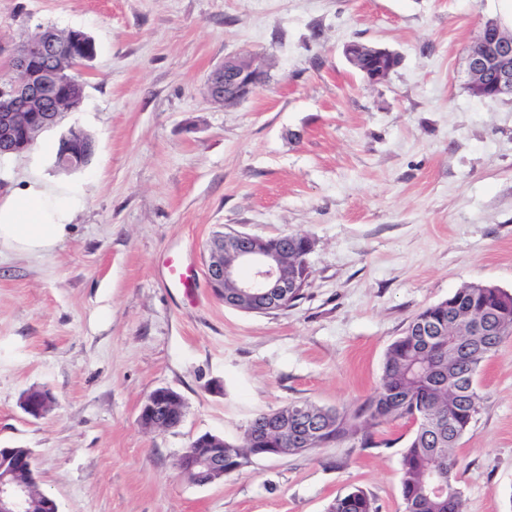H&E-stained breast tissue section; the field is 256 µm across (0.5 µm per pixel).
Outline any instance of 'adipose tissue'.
<instances>
[{
    "label": "adipose tissue",
    "mask_w": 512,
    "mask_h": 512,
    "mask_svg": "<svg viewBox=\"0 0 512 512\" xmlns=\"http://www.w3.org/2000/svg\"><path fill=\"white\" fill-rule=\"evenodd\" d=\"M79 204L64 186L36 182L0 201V251L39 256L52 251L70 229Z\"/></svg>",
    "instance_id": "adipose-tissue-1"
}]
</instances>
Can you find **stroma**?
<instances>
[{"instance_id": "obj_1", "label": "stroma", "mask_w": 512, "mask_h": 512, "mask_svg": "<svg viewBox=\"0 0 512 512\" xmlns=\"http://www.w3.org/2000/svg\"><path fill=\"white\" fill-rule=\"evenodd\" d=\"M490 19L511 24L512 0H0L2 46L39 24L96 45L80 107L0 159V199L33 180L84 199L51 252L0 255V448L32 449L60 512H327L355 487L402 512L401 421L206 486L176 460L294 401L358 404L423 308L467 283L512 292V99L466 88ZM353 40L402 62L368 84L343 54ZM235 53L269 80L224 106L204 84ZM72 127L96 149L63 172L48 147ZM228 229L313 240L294 306L245 313L215 296L204 246ZM173 257L190 287L169 281ZM479 384L456 481L465 512H512V339ZM162 386L185 417L145 429L140 406ZM31 389L55 398L38 419L20 406Z\"/></svg>"}]
</instances>
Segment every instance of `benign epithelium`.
<instances>
[{"label":"benign epithelium","mask_w":512,"mask_h":512,"mask_svg":"<svg viewBox=\"0 0 512 512\" xmlns=\"http://www.w3.org/2000/svg\"><path fill=\"white\" fill-rule=\"evenodd\" d=\"M355 59L368 61V81L379 83L388 77L381 64L380 50L352 42L344 46ZM55 40L44 37L14 53L8 84L0 86V157L22 153L36 136L53 126L59 108L80 106L84 86L65 87L53 69L39 66V58H56ZM468 87L483 100L496 102L512 97V34L488 23L467 55ZM267 83V73L244 55H230L216 67L206 81V93L216 103L233 104L256 94ZM81 139L73 130L69 144L58 154L59 164L72 166L78 160L71 143ZM288 234L275 239L229 230L209 241L204 254L208 282L224 305L250 313L283 311L292 303L298 289L306 287L308 272L288 267ZM491 308L484 306L475 316L467 334L493 332L488 322ZM179 402L177 392L168 387L153 390L139 412L142 426L170 430L173 410ZM52 404L46 391L23 395L21 407L39 418ZM180 474L190 483L204 486L227 475L224 469V440L210 435L198 441V447L184 450L178 457ZM37 485L34 457L12 448H0V512H28Z\"/></svg>","instance_id":"7a95c632"}]
</instances>
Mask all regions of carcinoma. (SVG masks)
<instances>
[{"instance_id": "carcinoma-1", "label": "carcinoma", "mask_w": 512, "mask_h": 512, "mask_svg": "<svg viewBox=\"0 0 512 512\" xmlns=\"http://www.w3.org/2000/svg\"><path fill=\"white\" fill-rule=\"evenodd\" d=\"M71 32H57L60 56L56 66L71 83L82 82L78 67L95 51V44L75 45ZM462 308L484 304L503 307L502 331L497 336H470L459 353H448V304ZM512 337V296L500 292L494 299L482 288H459L451 300L430 305L416 314L404 332L388 347L380 387L354 407L326 409L303 401L306 420L317 432L319 444L339 443L364 430L417 418L400 462L403 512H465L464 495L453 473L456 448L479 413L483 396L477 382L485 361ZM264 425L278 432L263 437L245 431L240 442L224 441V468L233 470L249 457L273 454L280 435L293 434L302 425L289 407L258 414ZM449 483L451 493L439 496L429 488L431 474ZM327 512H377L373 499L355 488L336 496Z\"/></svg>"}]
</instances>
